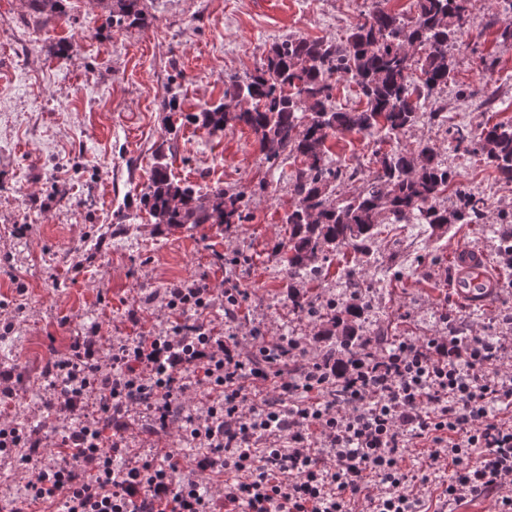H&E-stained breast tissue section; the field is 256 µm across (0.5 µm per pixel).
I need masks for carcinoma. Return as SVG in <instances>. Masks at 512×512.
<instances>
[{
    "label": "carcinoma",
    "mask_w": 512,
    "mask_h": 512,
    "mask_svg": "<svg viewBox=\"0 0 512 512\" xmlns=\"http://www.w3.org/2000/svg\"><path fill=\"white\" fill-rule=\"evenodd\" d=\"M112 24L141 27L142 0H110ZM474 0H414L411 17L379 8L358 21L345 40H286L273 44L261 65L244 80L224 79L220 102L202 109L196 121L215 136L238 125L250 128L268 163L291 159V209L283 261L288 299L294 311L324 319V336L338 335L346 351L365 346L360 319L367 303L354 298L325 307L317 297L295 290L294 283L319 271L329 255L351 251L364 262L383 224H426L431 234L453 224H479L486 197L455 184L439 159L435 144L421 141L415 149L399 145L400 135L424 116V96L448 84L450 42L464 32ZM349 80L365 100L361 109L332 104L333 77ZM442 117L429 113L430 121ZM350 133L380 136L390 149L373 151L372 167L360 188L344 197L337 189L348 181L333 168L326 143ZM457 143L472 146L486 164L512 182V123L458 128ZM453 188L456 203L447 208L442 195ZM141 199L154 224L191 229L219 224L229 230L248 219L250 198L216 184L205 192L171 178L167 165L156 163ZM501 254L512 263V213L489 225Z\"/></svg>",
    "instance_id": "1"
}]
</instances>
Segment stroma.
I'll use <instances>...</instances> for the list:
<instances>
[{
	"label": "stroma",
	"instance_id": "1",
	"mask_svg": "<svg viewBox=\"0 0 512 512\" xmlns=\"http://www.w3.org/2000/svg\"><path fill=\"white\" fill-rule=\"evenodd\" d=\"M65 5L58 17L35 12L30 0H0V369L16 375L0 416L40 429L50 448L64 421L48 408L57 392L46 371L93 328L105 356L114 340L164 333L175 319L165 306L174 284L213 288L204 318L215 332L224 330V290L235 286L246 293L240 339L303 336L313 357L334 345L288 300L279 244L293 203L290 161L269 165L248 128L216 137L193 116L219 100L225 76L253 73L273 43L336 40L370 0H145V26L129 30L112 26L105 0ZM501 15L496 0H478L449 52L447 86L421 106H442L447 125L423 120L401 138L410 147L436 143L458 181L487 197L485 224H455L432 240L421 224L386 225L362 267L365 280L380 283L365 297L368 338L443 335L462 249L482 254L500 281L486 305H457L469 335H503L512 317V263L488 230L512 211V183L453 140L460 126L512 121V42L498 37ZM328 145L332 164L365 165L378 138L352 133ZM159 148L177 180L245 191L249 221L229 231L156 226L140 196ZM17 224L28 225L25 238L15 237ZM234 255L242 263L228 264ZM128 444L144 456L172 450L185 467L198 454L179 425L148 433L141 410Z\"/></svg>",
	"mask_w": 512,
	"mask_h": 512
}]
</instances>
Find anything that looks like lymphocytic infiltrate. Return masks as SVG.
<instances>
[{
	"instance_id": "lymphocytic-infiltrate-1",
	"label": "lymphocytic infiltrate",
	"mask_w": 512,
	"mask_h": 512,
	"mask_svg": "<svg viewBox=\"0 0 512 512\" xmlns=\"http://www.w3.org/2000/svg\"><path fill=\"white\" fill-rule=\"evenodd\" d=\"M213 291L173 285L166 306L183 319L164 336H130L101 358L90 330L58 365L61 412L77 418L65 430L56 465L43 462L42 440L0 420V452L25 448L29 495L0 503V512H32L55 503L60 512H422L412 479L428 483L441 463L455 468L444 502L496 495L512 512V374L501 361L512 336L489 340L460 332L449 312L444 336L399 337L389 347L367 342L352 356L308 357L305 339L214 333L200 319ZM195 377L214 400L188 417L203 447L182 483L172 471L128 448L127 417L143 407L149 430L167 433L174 405ZM97 397L101 418L83 412ZM112 437L103 440V427ZM428 450L416 474L403 467L408 448ZM239 473L201 491L198 476Z\"/></svg>"
}]
</instances>
